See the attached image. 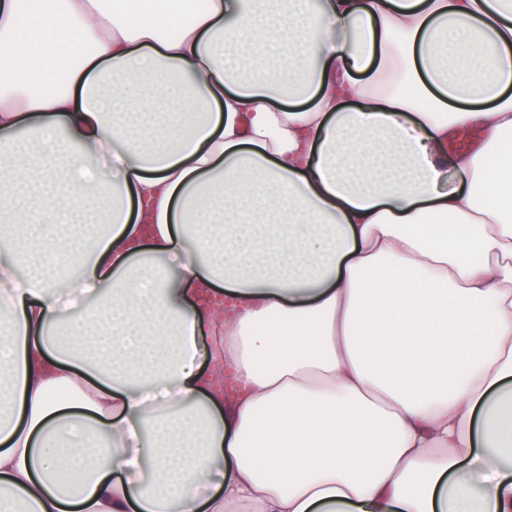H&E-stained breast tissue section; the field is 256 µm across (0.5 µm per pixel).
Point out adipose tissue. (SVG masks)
Instances as JSON below:
<instances>
[{
	"label": "adipose tissue",
	"mask_w": 512,
	"mask_h": 512,
	"mask_svg": "<svg viewBox=\"0 0 512 512\" xmlns=\"http://www.w3.org/2000/svg\"><path fill=\"white\" fill-rule=\"evenodd\" d=\"M138 9L0 0V512H512V0Z\"/></svg>",
	"instance_id": "ef3b65f1"
}]
</instances>
